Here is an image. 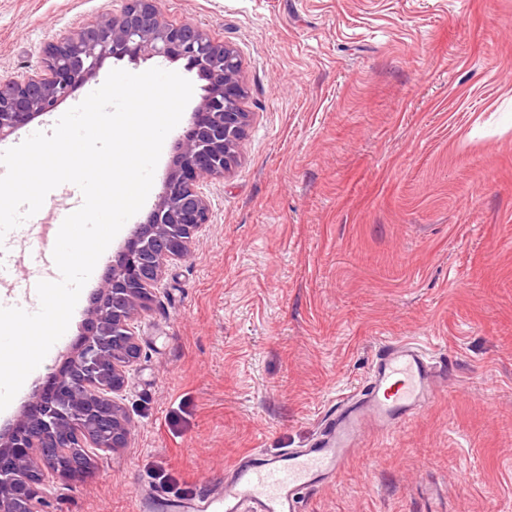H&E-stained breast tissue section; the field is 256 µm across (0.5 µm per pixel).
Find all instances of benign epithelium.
Wrapping results in <instances>:
<instances>
[{
	"instance_id": "7a95c632",
	"label": "benign epithelium",
	"mask_w": 512,
	"mask_h": 512,
	"mask_svg": "<svg viewBox=\"0 0 512 512\" xmlns=\"http://www.w3.org/2000/svg\"><path fill=\"white\" fill-rule=\"evenodd\" d=\"M191 60L209 78L191 113L157 200L129 232L109 265L90 310V325L55 384L37 390L22 413L0 430V512H49L44 486L51 477L74 481L62 464L79 446L88 460L127 446L133 424L116 399L141 346L133 321L150 309L165 269L186 260L196 233L209 222L200 185L224 176L251 114L243 107L242 62L237 49L214 41L199 26L168 22L160 0H125L45 49L40 69L0 80V141L54 110L92 78L108 58Z\"/></svg>"
}]
</instances>
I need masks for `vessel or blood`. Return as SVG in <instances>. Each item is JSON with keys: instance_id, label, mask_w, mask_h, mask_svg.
Instances as JSON below:
<instances>
[{"instance_id": "b4317fda", "label": "vessel or blood", "mask_w": 512, "mask_h": 512, "mask_svg": "<svg viewBox=\"0 0 512 512\" xmlns=\"http://www.w3.org/2000/svg\"><path fill=\"white\" fill-rule=\"evenodd\" d=\"M447 378L446 368L418 341L388 344L374 360L366 388L341 402L311 447L247 454L220 495L193 504L174 501V512H301V491L333 481L367 435L408 422L423 403L444 393Z\"/></svg>"}]
</instances>
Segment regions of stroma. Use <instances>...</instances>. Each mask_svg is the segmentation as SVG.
Wrapping results in <instances>:
<instances>
[{"instance_id":"obj_1","label":"stroma","mask_w":512,"mask_h":512,"mask_svg":"<svg viewBox=\"0 0 512 512\" xmlns=\"http://www.w3.org/2000/svg\"><path fill=\"white\" fill-rule=\"evenodd\" d=\"M122 0H0V80ZM236 47L253 118L209 222L134 322L127 447L53 512H169L255 450L305 448L409 338L448 391L371 435L303 512H512V0H161ZM0 285L43 265L27 227ZM107 266L29 384L61 371Z\"/></svg>"}]
</instances>
